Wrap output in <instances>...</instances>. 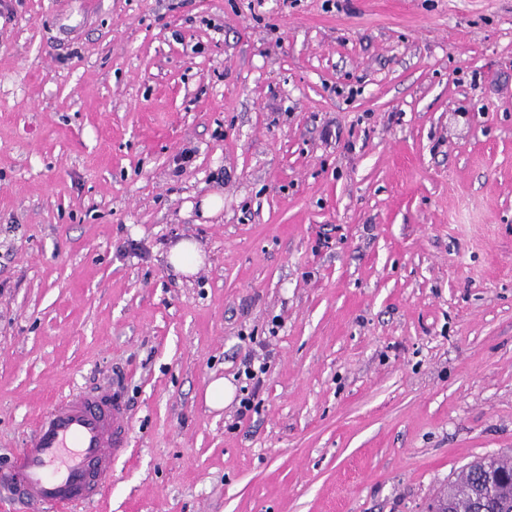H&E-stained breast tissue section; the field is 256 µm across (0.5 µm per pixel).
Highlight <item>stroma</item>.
<instances>
[{"instance_id":"1","label":"stroma","mask_w":512,"mask_h":512,"mask_svg":"<svg viewBox=\"0 0 512 512\" xmlns=\"http://www.w3.org/2000/svg\"><path fill=\"white\" fill-rule=\"evenodd\" d=\"M113 380L69 512H427L512 456V0H0V470ZM167 259L176 271L194 275L204 265V252L198 242L183 239L170 248ZM261 353L253 352L248 354L241 362L236 373L237 377H245V386L240 388L241 397L236 409L235 424H241L244 420L250 419L253 413H258L260 400L259 391L263 385L264 377L269 370L271 351L267 350L268 344L259 342ZM258 362V365L255 364ZM236 388L224 377L213 379L205 392L206 403L213 409H222L235 398Z\"/></svg>"}]
</instances>
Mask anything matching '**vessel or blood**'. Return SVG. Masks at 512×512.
Instances as JSON below:
<instances>
[{
    "instance_id": "b4317fda",
    "label": "vessel or blood",
    "mask_w": 512,
    "mask_h": 512,
    "mask_svg": "<svg viewBox=\"0 0 512 512\" xmlns=\"http://www.w3.org/2000/svg\"><path fill=\"white\" fill-rule=\"evenodd\" d=\"M130 413L109 387L61 400L35 424L14 464L0 470V498L29 512H62L93 500L129 444Z\"/></svg>"
}]
</instances>
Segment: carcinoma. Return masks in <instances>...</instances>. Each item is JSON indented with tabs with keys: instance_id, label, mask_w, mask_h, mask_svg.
I'll use <instances>...</instances> for the list:
<instances>
[{
	"instance_id": "1",
	"label": "carcinoma",
	"mask_w": 512,
	"mask_h": 512,
	"mask_svg": "<svg viewBox=\"0 0 512 512\" xmlns=\"http://www.w3.org/2000/svg\"><path fill=\"white\" fill-rule=\"evenodd\" d=\"M444 512H512V457H484L433 501Z\"/></svg>"
}]
</instances>
